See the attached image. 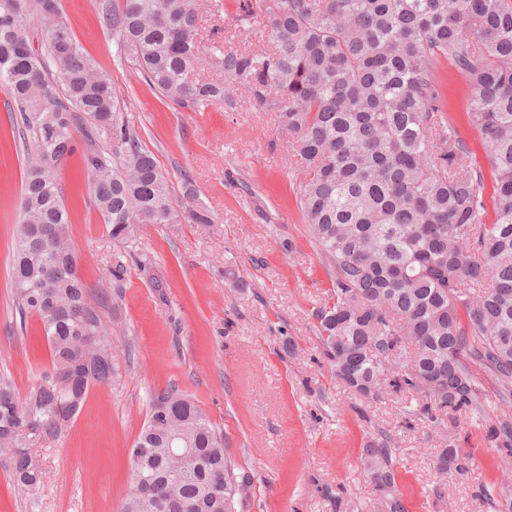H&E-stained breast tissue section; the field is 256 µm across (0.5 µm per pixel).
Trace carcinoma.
<instances>
[{"label": "carcinoma", "mask_w": 512, "mask_h": 512, "mask_svg": "<svg viewBox=\"0 0 512 512\" xmlns=\"http://www.w3.org/2000/svg\"><path fill=\"white\" fill-rule=\"evenodd\" d=\"M38 0H0V83L18 113L16 131L35 163L24 184L10 268L19 315L40 320L51 350L41 381L20 395L0 372V456L12 480L35 494L33 448L61 435L88 391L117 379L109 332L70 243V215L56 172L72 155L76 113L89 119L84 164L112 239L144 224L206 225L196 202L178 209L169 181L144 149L111 76L96 67ZM148 86L174 109L272 112L302 172L296 192L305 224L331 271L328 300L313 317L336 380L362 401L383 390L415 393L411 415L433 425L448 412H482L468 360L488 364L499 396L512 397V0H267L241 7L235 28L263 46H212L218 81H193L200 56L201 0H100ZM43 32L34 49L33 23ZM453 65L472 88L469 119L487 145L476 163L447 117L439 77ZM495 220L484 221L485 171ZM432 379L439 390L424 392ZM190 454L169 462L171 436ZM490 441L512 457V417ZM133 486L122 512H235L250 483L235 473L222 438L175 388L156 393L129 449ZM453 444L435 454L441 474L467 469ZM379 512H406L385 435L364 448ZM221 495L212 493L215 483Z\"/></svg>", "instance_id": "1"}]
</instances>
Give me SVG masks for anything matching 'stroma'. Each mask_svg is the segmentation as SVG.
Segmentation results:
<instances>
[{"mask_svg": "<svg viewBox=\"0 0 512 512\" xmlns=\"http://www.w3.org/2000/svg\"><path fill=\"white\" fill-rule=\"evenodd\" d=\"M60 19L124 95L142 146L164 170L175 199L193 186L212 222L147 224L132 240L108 233L82 157L57 172L71 217V243L89 298L112 335L119 380L90 389L61 437L35 448L43 477L35 498L18 493L0 457V512H120L131 482L128 450L154 393L188 395L224 439L251 487L236 512H376L360 460L385 431L408 512H495L482 485L512 493V460L486 442L487 426L512 416L480 363L483 425L457 413L441 425L411 420V395L389 392L362 403L331 374L319 348L315 308L331 287L327 262L310 237L293 193L301 175L276 117L255 110L175 111L120 58L98 19V0H59ZM448 116L477 163L485 147L470 127L465 77L443 66ZM15 115L0 88V369L19 393L50 363L36 318L12 304L10 263L28 155L14 140ZM296 352H288L286 340ZM475 450L465 474H438L434 455L447 439Z\"/></svg>", "mask_w": 512, "mask_h": 512, "instance_id": "stroma-1", "label": "stroma"}]
</instances>
